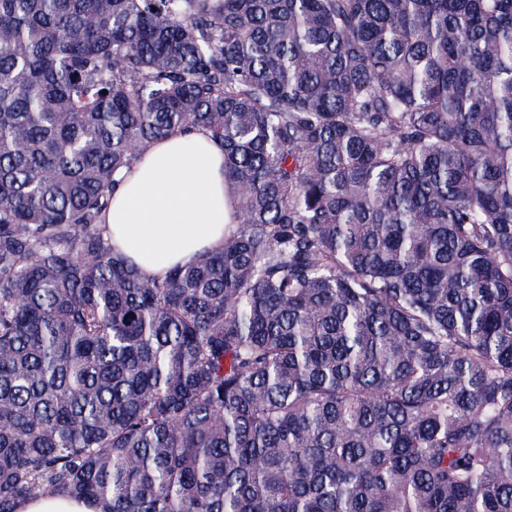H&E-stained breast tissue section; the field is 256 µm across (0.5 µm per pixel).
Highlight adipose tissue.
<instances>
[{"label": "adipose tissue", "mask_w": 512, "mask_h": 512, "mask_svg": "<svg viewBox=\"0 0 512 512\" xmlns=\"http://www.w3.org/2000/svg\"><path fill=\"white\" fill-rule=\"evenodd\" d=\"M116 251L146 277L224 244V152L205 133L161 138L123 173L104 219Z\"/></svg>", "instance_id": "adipose-tissue-1"}]
</instances>
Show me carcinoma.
Segmentation results:
<instances>
[{
    "label": "carcinoma",
    "mask_w": 512,
    "mask_h": 512,
    "mask_svg": "<svg viewBox=\"0 0 512 512\" xmlns=\"http://www.w3.org/2000/svg\"><path fill=\"white\" fill-rule=\"evenodd\" d=\"M224 246L112 249L158 139ZM512 512V0H0V512ZM103 224L118 253L149 278L224 244V151L203 132L161 138L123 173ZM17 512H97V508L94 504L57 496L29 499L18 506Z\"/></svg>",
    "instance_id": "carcinoma-1"
}]
</instances>
